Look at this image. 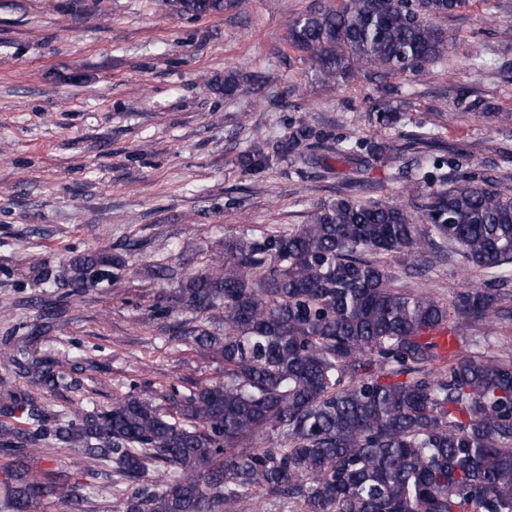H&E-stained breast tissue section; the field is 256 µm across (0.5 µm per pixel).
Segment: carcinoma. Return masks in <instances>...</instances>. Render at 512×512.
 Here are the masks:
<instances>
[{"mask_svg": "<svg viewBox=\"0 0 512 512\" xmlns=\"http://www.w3.org/2000/svg\"><path fill=\"white\" fill-rule=\"evenodd\" d=\"M467 0H313L288 22V45L324 80L374 85L368 112L385 128L397 119L388 79L424 81L448 56L440 21ZM230 0H176L177 11L224 13ZM298 121L288 137L254 143L239 157L259 173L317 146ZM395 146L339 141L336 160L356 177L316 204L302 224L224 242L212 273L178 276L162 314L199 316L184 341L224 360V382L204 386L165 411L131 392L103 411L52 413L28 393L0 397V447L13 452L0 484V512H36L44 502L83 512L86 489L136 488L122 512H221L258 487L299 512H512V354L459 346L444 354L435 329L488 339L512 307V186L494 178L448 184L453 159L429 157L411 196L364 198V174ZM456 257L482 285L444 303L407 290L387 258ZM112 257L79 256L71 279L100 283ZM25 356L29 386L53 392L59 375ZM264 448H247L257 433ZM69 449L84 481L42 472L44 445ZM152 472L161 478L143 484Z\"/></svg>", "mask_w": 512, "mask_h": 512, "instance_id": "obj_1", "label": "carcinoma"}]
</instances>
